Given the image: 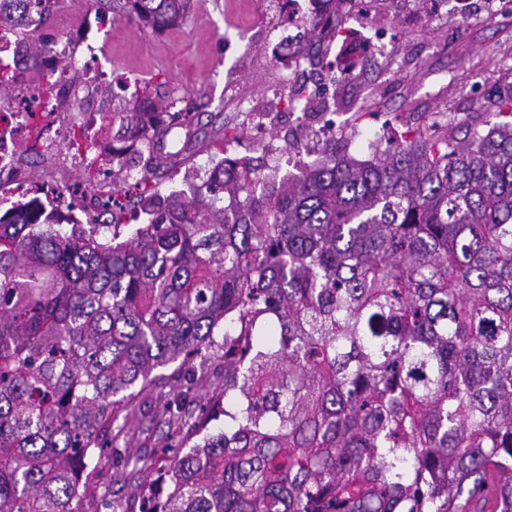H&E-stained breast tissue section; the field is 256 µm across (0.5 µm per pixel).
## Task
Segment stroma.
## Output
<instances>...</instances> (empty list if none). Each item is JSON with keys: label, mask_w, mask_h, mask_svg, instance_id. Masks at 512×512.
<instances>
[{"label": "stroma", "mask_w": 512, "mask_h": 512, "mask_svg": "<svg viewBox=\"0 0 512 512\" xmlns=\"http://www.w3.org/2000/svg\"><path fill=\"white\" fill-rule=\"evenodd\" d=\"M472 2V11L461 17L448 6L432 15L428 0H391L379 14L391 40L387 50L365 54L351 78L329 84L324 105L334 126L328 130L266 97L275 75L266 47L276 28L288 22L284 2L271 9L266 0H194L183 23L158 31L113 19L102 0H62L42 29L25 35L33 43L47 32L70 37L87 20L98 22L97 63L112 80L92 99L94 139L79 132L72 138L88 153L108 151L112 143L103 122L129 104L122 83H134L154 98H182L197 106L192 130L201 145L173 179L161 180L165 195L189 188L222 149L231 157L261 158L263 174L286 179L329 149L365 160L375 148H387L404 140L408 130L435 121L460 140L498 125L503 117L496 104L512 96V17L493 12L489 0ZM242 97L267 112L260 144H251L249 131L235 123ZM159 437L143 425L131 443L106 450L94 483L111 489L124 457L153 447Z\"/></svg>", "instance_id": "stroma-1"}]
</instances>
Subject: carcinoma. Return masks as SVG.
<instances>
[{"label": "carcinoma", "instance_id": "obj_1", "mask_svg": "<svg viewBox=\"0 0 512 512\" xmlns=\"http://www.w3.org/2000/svg\"><path fill=\"white\" fill-rule=\"evenodd\" d=\"M16 2L0 29L59 4ZM191 3L112 13L162 30ZM176 104L137 92L112 113V189L143 170L127 239L28 202L0 216V512H461L489 483L490 512H512V122L333 150L260 191V164L223 157L162 196L156 177L198 149ZM178 359L187 381L154 375ZM211 360L224 429L128 459L119 499L99 492L135 396L157 394L167 440L207 427L216 403L187 396ZM153 472L166 495L124 507Z\"/></svg>", "mask_w": 512, "mask_h": 512}]
</instances>
